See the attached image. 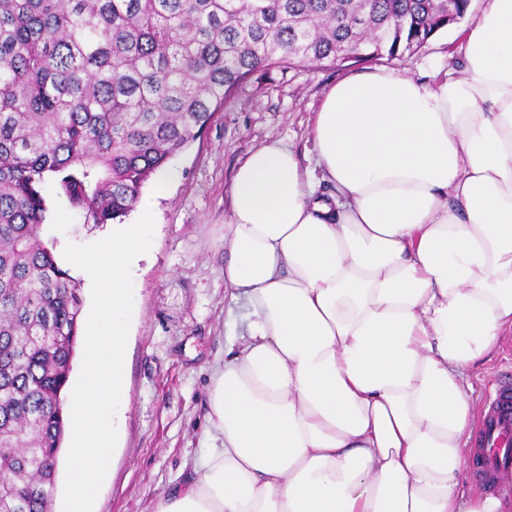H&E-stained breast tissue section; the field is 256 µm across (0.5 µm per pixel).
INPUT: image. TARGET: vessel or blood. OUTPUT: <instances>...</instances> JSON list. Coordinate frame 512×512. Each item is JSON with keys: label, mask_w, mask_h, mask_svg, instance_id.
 <instances>
[{"label": "vessel or blood", "mask_w": 512, "mask_h": 512, "mask_svg": "<svg viewBox=\"0 0 512 512\" xmlns=\"http://www.w3.org/2000/svg\"><path fill=\"white\" fill-rule=\"evenodd\" d=\"M475 472L492 490L499 476L512 470V378L498 382L475 438Z\"/></svg>", "instance_id": "b4317fda"}]
</instances>
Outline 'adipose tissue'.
<instances>
[{
    "label": "adipose tissue",
    "instance_id": "obj_1",
    "mask_svg": "<svg viewBox=\"0 0 512 512\" xmlns=\"http://www.w3.org/2000/svg\"><path fill=\"white\" fill-rule=\"evenodd\" d=\"M311 135L315 169L272 139L234 173L244 341L156 512H512L462 481L469 374L512 333V0H486L462 76H346Z\"/></svg>",
    "mask_w": 512,
    "mask_h": 512
}]
</instances>
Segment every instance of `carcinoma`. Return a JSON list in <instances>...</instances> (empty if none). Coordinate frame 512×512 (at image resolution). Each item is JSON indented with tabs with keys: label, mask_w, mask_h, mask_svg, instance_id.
Masks as SVG:
<instances>
[{
	"label": "carcinoma",
	"mask_w": 512,
	"mask_h": 512,
	"mask_svg": "<svg viewBox=\"0 0 512 512\" xmlns=\"http://www.w3.org/2000/svg\"><path fill=\"white\" fill-rule=\"evenodd\" d=\"M446 29L443 0H0V512H51L65 434L82 302L46 179L110 224L239 85Z\"/></svg>",
	"instance_id": "carcinoma-1"
}]
</instances>
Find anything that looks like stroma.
<instances>
[{
	"label": "stroma",
	"mask_w": 512,
	"mask_h": 512,
	"mask_svg": "<svg viewBox=\"0 0 512 512\" xmlns=\"http://www.w3.org/2000/svg\"><path fill=\"white\" fill-rule=\"evenodd\" d=\"M485 6V0H472L461 25L395 59L275 69L262 82L244 84L197 139L145 182L125 221L133 224L151 213L153 238L131 273L125 404L117 418L111 476L95 512H155L167 491L196 479L195 467L211 445L213 378L247 313L244 300L234 299L224 283V235L236 166L271 138L292 147L302 164H313L314 115L327 89L346 75L385 68L424 81L459 72L466 35ZM45 199L41 236L55 256H62L67 243L91 244L114 230L110 224L85 223L54 183H46ZM511 367L512 335L469 377L476 416L488 408L489 381Z\"/></svg>",
	"instance_id": "35a3bbf8"
}]
</instances>
